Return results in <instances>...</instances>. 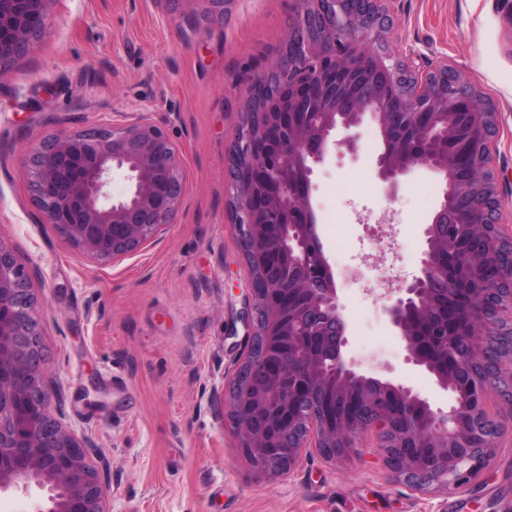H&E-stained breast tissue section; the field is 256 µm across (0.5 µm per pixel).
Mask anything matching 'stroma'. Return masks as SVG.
<instances>
[{"label": "stroma", "mask_w": 512, "mask_h": 512, "mask_svg": "<svg viewBox=\"0 0 512 512\" xmlns=\"http://www.w3.org/2000/svg\"><path fill=\"white\" fill-rule=\"evenodd\" d=\"M58 0L44 38L0 72V240L30 277L52 409L106 466L112 512H512V404L486 410L502 425L489 468L458 490L420 492L385 466L374 438L352 462L317 449L287 477L269 479L243 455L227 417V388L247 342L236 326L250 271L229 212V149L249 79L282 52L297 0ZM380 46L408 69L449 62L501 113L490 146L501 223L512 230V0H387ZM147 119L177 148L185 197L175 223L138 251L92 258L37 223L24 162L59 133ZM375 124L357 155L316 168L314 198L325 252L348 323L344 351L356 371L410 386L432 407L452 391L408 362L384 312L366 295L372 272L348 256L357 238L417 274L423 230L442 195L419 169L388 196L374 159Z\"/></svg>", "instance_id": "stroma-1"}]
</instances>
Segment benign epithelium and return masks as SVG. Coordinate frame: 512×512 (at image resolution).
Segmentation results:
<instances>
[{
  "instance_id": "1",
  "label": "benign epithelium",
  "mask_w": 512,
  "mask_h": 512,
  "mask_svg": "<svg viewBox=\"0 0 512 512\" xmlns=\"http://www.w3.org/2000/svg\"><path fill=\"white\" fill-rule=\"evenodd\" d=\"M383 0H300L289 26L288 44L270 70L254 84L280 79L270 95L288 98L272 113L254 97L243 115L260 120L237 136L230 157H245L249 177L233 175L239 236H248L242 255L288 263L260 293L249 281L251 303L242 320L251 328L239 368L252 380L228 394L227 409L242 453L273 477L291 472L308 448L337 463L357 455L356 440L371 433L388 469L419 491L432 485L449 490L471 482L495 454L496 435L482 413L487 393L498 390L512 404V377L502 375L499 354L512 335V296L500 299L501 285L470 290L464 298L448 291L440 268L456 239L437 238L438 224L458 225L473 236H490L484 256L461 258L463 276L487 260L512 266V235L499 224L500 202L489 145L498 133V112L451 66L411 73L371 47L384 29ZM57 0H0V72L21 60L46 33ZM380 131L378 176L394 189L417 167L442 177V199L424 230L426 249L419 274L393 289L385 306L408 361L425 368L445 390H455L448 371L433 366L427 334L419 320L443 295L457 304L469 324L460 337L459 368L472 375L473 399L448 411L432 408L410 388L382 386L405 408L394 415L376 403L345 358L347 323L335 271L317 231L311 194L314 166L340 149L354 153L366 119ZM131 182L126 197L112 199V177ZM25 175L36 216L52 224L77 247L99 260L139 249L161 227L173 223L184 197L177 151L163 129L142 121L125 127H98L41 140L30 151ZM28 278L0 241V493L11 488L48 490L45 512H108L106 470L87 462V447L52 413L43 386V359L37 341L35 300ZM284 336L278 361L253 354L260 313ZM331 322L335 342L328 361L304 354L299 328L316 335ZM357 396L358 416L347 426L329 423L318 411L320 390ZM307 408L309 416L298 412Z\"/></svg>"
}]
</instances>
